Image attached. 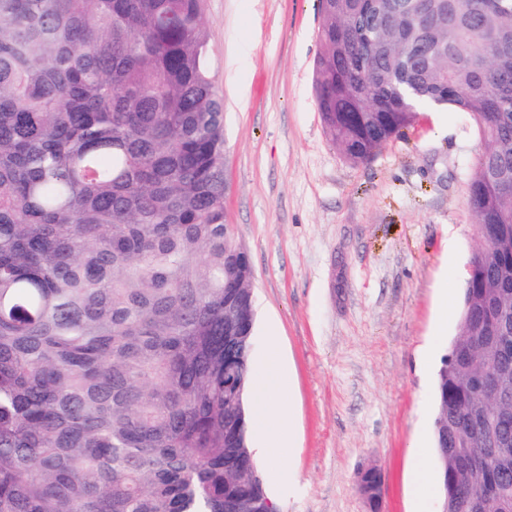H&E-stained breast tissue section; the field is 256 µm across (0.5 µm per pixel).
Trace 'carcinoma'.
I'll use <instances>...</instances> for the list:
<instances>
[{
    "instance_id": "carcinoma-1",
    "label": "carcinoma",
    "mask_w": 512,
    "mask_h": 512,
    "mask_svg": "<svg viewBox=\"0 0 512 512\" xmlns=\"http://www.w3.org/2000/svg\"><path fill=\"white\" fill-rule=\"evenodd\" d=\"M365 28L318 0L325 133L367 161L421 106L466 113L479 234L512 236V0ZM204 0H0V512H271L248 444L253 271L224 216ZM499 373L500 396L473 385ZM442 499L512 512V256L468 269L435 378ZM477 420L484 465L443 461Z\"/></svg>"
}]
</instances>
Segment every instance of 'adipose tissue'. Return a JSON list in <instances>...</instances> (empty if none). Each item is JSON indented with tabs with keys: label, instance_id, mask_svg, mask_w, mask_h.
<instances>
[{
	"label": "adipose tissue",
	"instance_id": "ef3b65f1",
	"mask_svg": "<svg viewBox=\"0 0 512 512\" xmlns=\"http://www.w3.org/2000/svg\"><path fill=\"white\" fill-rule=\"evenodd\" d=\"M290 384V375L285 365L273 369L263 360L250 370V424L266 449H290L295 444L290 401L284 396Z\"/></svg>",
	"mask_w": 512,
	"mask_h": 512
}]
</instances>
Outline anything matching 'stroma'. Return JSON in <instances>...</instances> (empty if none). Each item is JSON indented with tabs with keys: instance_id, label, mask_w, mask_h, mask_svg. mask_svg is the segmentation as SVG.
<instances>
[{
	"instance_id": "1",
	"label": "stroma",
	"mask_w": 512,
	"mask_h": 512,
	"mask_svg": "<svg viewBox=\"0 0 512 512\" xmlns=\"http://www.w3.org/2000/svg\"><path fill=\"white\" fill-rule=\"evenodd\" d=\"M224 98L226 221L251 259L253 360L293 368L296 446L261 462L279 512H412L413 441L430 444L435 374L458 330L441 323L476 245L467 187L484 144L469 117L424 106L366 162L328 140L312 75L317 0H206Z\"/></svg>"
}]
</instances>
